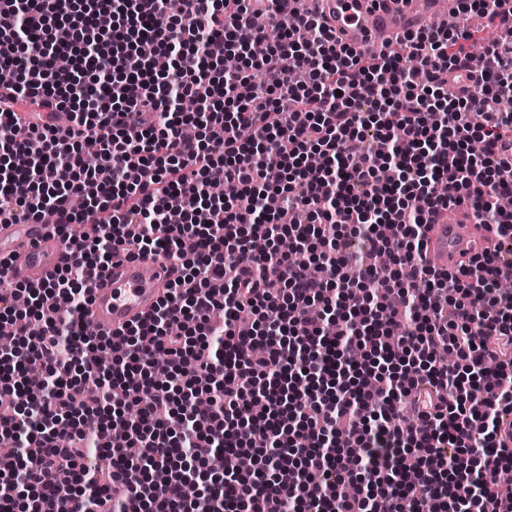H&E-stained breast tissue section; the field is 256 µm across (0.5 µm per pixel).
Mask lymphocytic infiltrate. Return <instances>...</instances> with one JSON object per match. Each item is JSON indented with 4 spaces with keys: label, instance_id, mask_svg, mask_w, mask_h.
Listing matches in <instances>:
<instances>
[{
    "label": "lymphocytic infiltrate",
    "instance_id": "obj_1",
    "mask_svg": "<svg viewBox=\"0 0 512 512\" xmlns=\"http://www.w3.org/2000/svg\"><path fill=\"white\" fill-rule=\"evenodd\" d=\"M454 2L465 24L365 63L304 0H0V223L52 211L65 246L0 293V512L64 471L98 512H512L487 481L512 468V0ZM458 206L499 244L441 272L429 217ZM121 250L170 260L168 293L84 335ZM248 432L251 469L217 466Z\"/></svg>",
    "mask_w": 512,
    "mask_h": 512
}]
</instances>
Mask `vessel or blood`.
Instances as JSON below:
<instances>
[{"label":"vessel or blood","mask_w":512,"mask_h":512,"mask_svg":"<svg viewBox=\"0 0 512 512\" xmlns=\"http://www.w3.org/2000/svg\"><path fill=\"white\" fill-rule=\"evenodd\" d=\"M318 15L334 29L338 43L358 56H378L386 43L404 34L447 24L443 0H317ZM428 258L440 270L483 249L472 215L459 221L447 212L432 218ZM64 253L52 225L37 222L0 224V256L10 261L9 276L34 282L53 273ZM91 302L87 319L100 330L117 333L142 320L164 297L169 285L167 263L158 257L116 259L106 271L88 274Z\"/></svg>","instance_id":"vessel-or-blood-1"}]
</instances>
